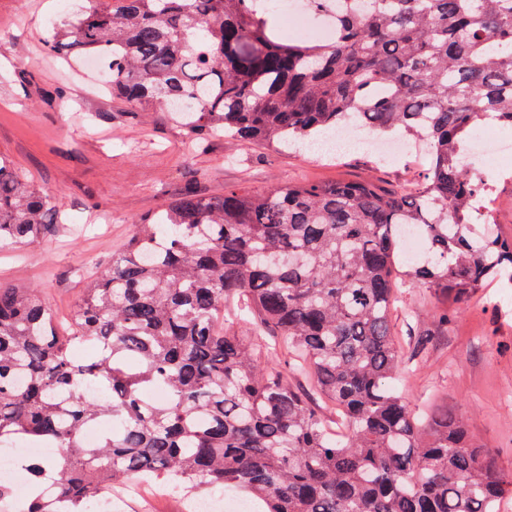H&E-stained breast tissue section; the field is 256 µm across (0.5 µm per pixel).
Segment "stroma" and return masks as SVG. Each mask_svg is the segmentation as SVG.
I'll use <instances>...</instances> for the list:
<instances>
[{
  "label": "stroma",
  "mask_w": 512,
  "mask_h": 512,
  "mask_svg": "<svg viewBox=\"0 0 512 512\" xmlns=\"http://www.w3.org/2000/svg\"><path fill=\"white\" fill-rule=\"evenodd\" d=\"M78 0H0V157L41 194L60 198V232L30 246H0V284L37 289L59 314L74 306L90 260L108 262L149 217L193 190L265 189L295 181L371 180L397 190L422 174L407 156L384 164L351 148L326 159L309 150L276 151L212 135L187 150V130L166 112H140L113 98L100 70L39 50L41 38ZM492 218L512 239V160L488 175ZM447 308V324L435 311ZM393 320L406 345L396 381L418 409L427 402L467 419L473 442L512 474V285L500 281L456 304L422 288H403Z\"/></svg>",
  "instance_id": "obj_1"
}]
</instances>
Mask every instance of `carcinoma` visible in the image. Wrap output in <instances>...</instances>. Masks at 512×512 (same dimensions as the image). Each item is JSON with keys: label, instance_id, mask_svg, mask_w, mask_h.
Returning <instances> with one entry per match:
<instances>
[{"label": "carcinoma", "instance_id": "cac0c4a2", "mask_svg": "<svg viewBox=\"0 0 512 512\" xmlns=\"http://www.w3.org/2000/svg\"><path fill=\"white\" fill-rule=\"evenodd\" d=\"M309 5L333 12V37L284 39L273 0H82L44 41L106 61L112 96L174 113L194 141L308 147L357 121L423 141L428 168L399 191H189L134 221L66 328L36 289L0 285V446L58 449L19 461V512H92L133 478L191 499L228 488L258 512H497L512 492L456 412L422 420L393 388L391 321L402 282L465 302L512 281V240L474 223L486 181L465 148L488 118L512 127V0ZM60 215L0 159V245ZM404 226L424 257L404 258ZM246 314L284 367L219 326Z\"/></svg>", "mask_w": 512, "mask_h": 512}]
</instances>
